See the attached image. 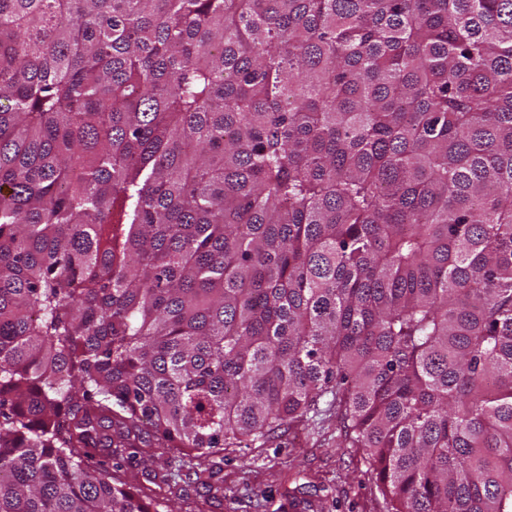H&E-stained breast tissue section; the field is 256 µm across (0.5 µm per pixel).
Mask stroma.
I'll return each instance as SVG.
<instances>
[{"instance_id":"stroma-1","label":"stroma","mask_w":512,"mask_h":512,"mask_svg":"<svg viewBox=\"0 0 512 512\" xmlns=\"http://www.w3.org/2000/svg\"><path fill=\"white\" fill-rule=\"evenodd\" d=\"M336 412L320 405L304 428L224 452L215 512H387L359 448L336 445Z\"/></svg>"}]
</instances>
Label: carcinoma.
Segmentation results:
<instances>
[{
	"instance_id": "cac0c4a2",
	"label": "carcinoma",
	"mask_w": 512,
	"mask_h": 512,
	"mask_svg": "<svg viewBox=\"0 0 512 512\" xmlns=\"http://www.w3.org/2000/svg\"><path fill=\"white\" fill-rule=\"evenodd\" d=\"M324 399L389 512H512V0H0V512Z\"/></svg>"
}]
</instances>
